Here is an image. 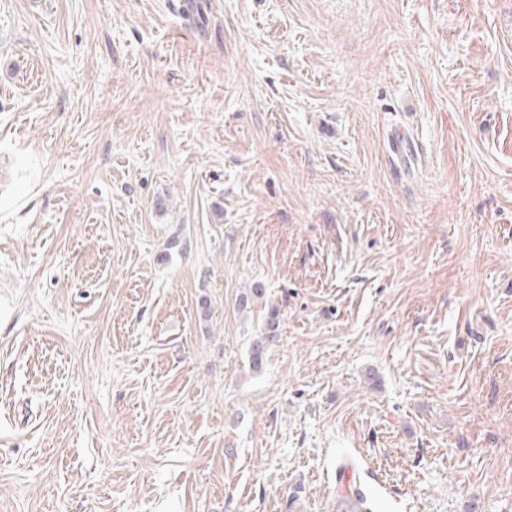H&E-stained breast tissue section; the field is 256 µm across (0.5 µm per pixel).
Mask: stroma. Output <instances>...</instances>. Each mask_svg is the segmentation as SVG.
I'll return each instance as SVG.
<instances>
[{"mask_svg": "<svg viewBox=\"0 0 512 512\" xmlns=\"http://www.w3.org/2000/svg\"><path fill=\"white\" fill-rule=\"evenodd\" d=\"M0 512H512V0H0ZM278 317L279 310L276 306H271L267 309V315L264 322V336L259 337L252 343L251 367L253 370L258 371L263 365L266 342L276 336V331L279 326Z\"/></svg>", "mask_w": 512, "mask_h": 512, "instance_id": "1", "label": "stroma"}]
</instances>
